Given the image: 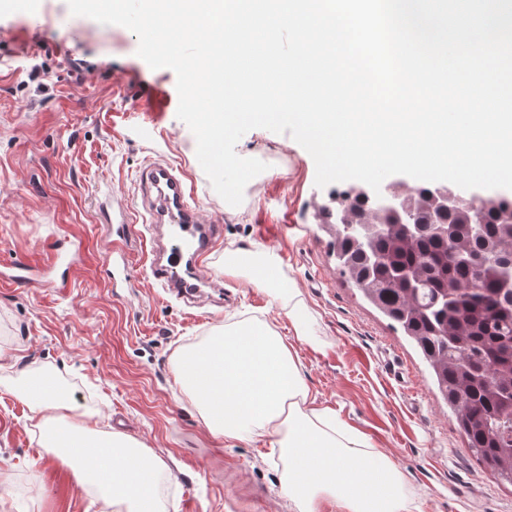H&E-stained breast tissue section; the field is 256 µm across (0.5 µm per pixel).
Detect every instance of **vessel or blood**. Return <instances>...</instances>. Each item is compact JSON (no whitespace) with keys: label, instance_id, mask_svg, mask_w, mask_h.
<instances>
[{"label":"vessel or blood","instance_id":"b4317fda","mask_svg":"<svg viewBox=\"0 0 512 512\" xmlns=\"http://www.w3.org/2000/svg\"><path fill=\"white\" fill-rule=\"evenodd\" d=\"M139 188L149 223L169 224L172 230L171 247L166 256L152 255L149 277L164 293L192 295L203 285L198 275L186 274L183 256L204 260L213 249L219 235L217 223L201 218L200 208L190 202L182 178L167 163L157 162L144 169ZM131 215L120 211L117 226L112 231V251L106 259L112 285L130 282L134 266L123 250Z\"/></svg>","mask_w":512,"mask_h":512}]
</instances>
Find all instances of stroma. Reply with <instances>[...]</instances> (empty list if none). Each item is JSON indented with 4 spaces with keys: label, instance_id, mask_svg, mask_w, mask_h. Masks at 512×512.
I'll list each match as a JSON object with an SVG mask.
<instances>
[{
    "label": "stroma",
    "instance_id": "obj_1",
    "mask_svg": "<svg viewBox=\"0 0 512 512\" xmlns=\"http://www.w3.org/2000/svg\"><path fill=\"white\" fill-rule=\"evenodd\" d=\"M138 44L125 27L72 15L66 0H0V262L49 259L64 237L86 246L65 290L0 286V512H114L39 448L20 389L46 376L72 415H94L156 454L161 512H289L268 439L214 435L176 380L180 352L235 314L276 326L317 404L391 456L422 512H512V486L467 448L419 350L338 266L317 218L331 190L316 187L309 153L290 134L248 131L236 153L268 168L229 205L176 115L174 71L151 69ZM153 159L172 164L222 227L195 304L142 276L116 293L105 282L112 235L99 205L109 194L140 210ZM239 248L273 256L307 303L318 345L296 340L263 289L225 276L224 253Z\"/></svg>",
    "mask_w": 512,
    "mask_h": 512
}]
</instances>
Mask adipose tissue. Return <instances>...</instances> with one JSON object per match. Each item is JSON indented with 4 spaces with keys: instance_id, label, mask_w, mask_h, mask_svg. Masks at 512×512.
I'll list each match as a JSON object with an SVG mask.
<instances>
[{
    "instance_id": "adipose-tissue-1",
    "label": "adipose tissue",
    "mask_w": 512,
    "mask_h": 512,
    "mask_svg": "<svg viewBox=\"0 0 512 512\" xmlns=\"http://www.w3.org/2000/svg\"><path fill=\"white\" fill-rule=\"evenodd\" d=\"M224 274L265 289L285 310L296 337L317 344L309 309L265 252L224 255ZM177 379L201 407L210 430L227 439H269L285 464L281 489L292 512H421L394 461L361 431L318 405L291 347L268 323L240 319L186 351ZM23 395L38 417L39 444L78 463L80 486L126 512H157L161 472L148 449L118 434L62 423L65 397L40 381Z\"/></svg>"
}]
</instances>
